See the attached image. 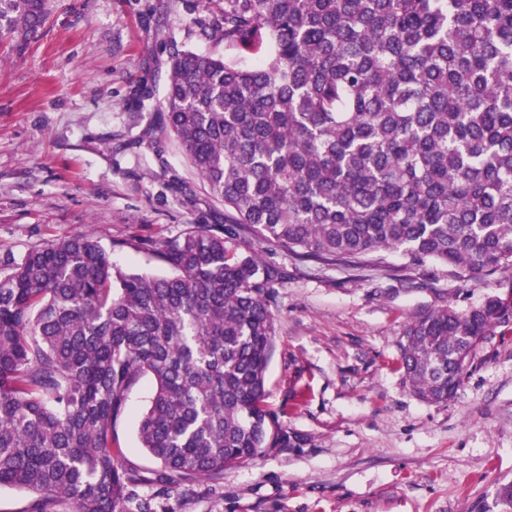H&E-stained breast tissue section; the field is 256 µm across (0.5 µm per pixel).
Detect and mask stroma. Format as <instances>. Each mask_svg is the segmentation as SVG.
Listing matches in <instances>:
<instances>
[{
	"instance_id": "35a3bbf8",
	"label": "stroma",
	"mask_w": 512,
	"mask_h": 512,
	"mask_svg": "<svg viewBox=\"0 0 512 512\" xmlns=\"http://www.w3.org/2000/svg\"><path fill=\"white\" fill-rule=\"evenodd\" d=\"M223 16L224 0H48L37 40L21 52L0 44V261L80 234L125 270L164 275L142 242L223 223L154 108L173 50L232 56ZM242 244L284 271L267 405L306 443L169 499L137 438L153 391L142 378L114 438L152 512H507L498 489L512 483V335L478 346L445 405L416 397L395 366L410 317L480 303L487 277L462 286L447 267L397 253L349 269Z\"/></svg>"
}]
</instances>
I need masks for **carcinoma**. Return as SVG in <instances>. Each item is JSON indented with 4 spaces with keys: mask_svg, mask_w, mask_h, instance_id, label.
Masks as SVG:
<instances>
[{
    "mask_svg": "<svg viewBox=\"0 0 512 512\" xmlns=\"http://www.w3.org/2000/svg\"><path fill=\"white\" fill-rule=\"evenodd\" d=\"M44 0H0V40L37 37ZM225 45L176 52L160 101L224 224L145 244L170 273L126 272L62 236L0 274V488L22 512H151L114 447L128 393L153 382L137 437L170 494L306 441L268 408L280 270L251 234L323 265L379 252L512 274V0H224ZM512 294L443 305L401 329L399 369L453 400ZM30 500V494L22 488L0 489V512H20Z\"/></svg>",
    "mask_w": 512,
    "mask_h": 512,
    "instance_id": "1",
    "label": "carcinoma"
}]
</instances>
